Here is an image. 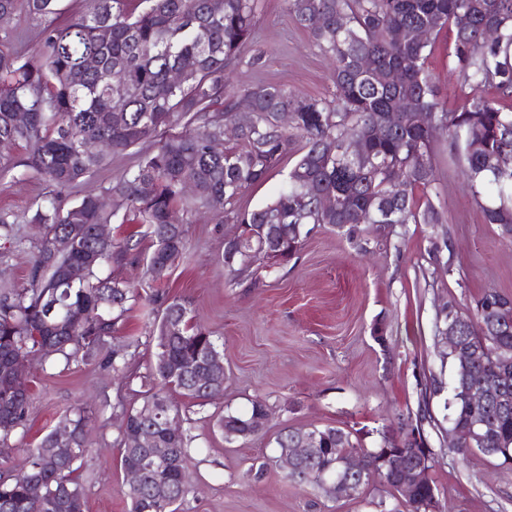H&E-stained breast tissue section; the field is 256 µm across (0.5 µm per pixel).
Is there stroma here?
<instances>
[{
    "mask_svg": "<svg viewBox=\"0 0 512 512\" xmlns=\"http://www.w3.org/2000/svg\"><path fill=\"white\" fill-rule=\"evenodd\" d=\"M44 23L25 13L8 21L9 44L22 59L39 60ZM241 56L232 76L235 86L278 84L312 97L332 92L330 59L297 24L285 0H261L254 37ZM155 148L149 139L113 151L105 167L64 188L26 167L25 144L0 148V162L10 167L0 178V213L12 224L10 236L0 235V280L19 290L27 287L44 234L31 217L43 199L55 195L68 206L103 194ZM438 179L442 224L408 225L405 234L363 251L336 231L318 228L292 259L262 263L253 279L240 282L219 260L233 225L202 211L183 216L186 250L165 278L155 280L146 272L151 248L144 225L131 215L114 220L113 240L136 244L124 263L102 270L136 287V300L109 340L126 351L132 377L116 378L98 359L48 368L30 363L28 421L12 434L8 453L0 455V473L23 470L28 448L80 405L89 418L92 450L81 472L86 512H129L116 416L138 404L149 387L156 340L145 312L150 298L159 295L187 304L194 323L219 344L224 361L219 399L181 403L183 426L194 438L186 512H387L394 500L377 482L355 500H334L320 489L289 482L277 463L274 438L285 426L331 425L373 448L402 422L419 427L435 455L439 512H512V464L478 454L460 461L449 447L444 395L423 397L432 377L446 383L452 377L435 328L443 306L466 312L484 291L512 295V244L485 222L444 154ZM440 242L445 249L439 264L433 246ZM256 399L270 410L265 429L226 442L216 426L218 415L247 414Z\"/></svg>",
    "mask_w": 512,
    "mask_h": 512,
    "instance_id": "1",
    "label": "stroma"
}]
</instances>
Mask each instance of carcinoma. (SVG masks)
I'll use <instances>...</instances> for the list:
<instances>
[{"label":"carcinoma","instance_id":"carcinoma-1","mask_svg":"<svg viewBox=\"0 0 512 512\" xmlns=\"http://www.w3.org/2000/svg\"><path fill=\"white\" fill-rule=\"evenodd\" d=\"M296 22L314 44L332 58L334 98L308 97L281 85L237 89L232 73L242 62L241 48L251 39L260 0H138L137 9L123 0H87L86 9L65 24L50 19L55 0H0V19L20 7L47 18L38 63L0 41V142L28 146L25 165L57 187H66L97 171L114 150L151 138L156 150L107 189L113 208L100 207L98 196L62 206L56 197L37 207L34 224L46 228L30 272V287L0 288V447H9L13 432L26 425L29 393L13 377L22 354L43 364L56 356L88 361L99 355L112 373L127 376L125 355L103 354L115 318L126 311L134 288L125 281L101 279L105 263L120 264L127 243L100 245L95 226L110 224L123 210L147 226L152 251L147 272L163 278L186 250L185 229L171 222L177 207L200 209L219 223L237 224L239 238L224 243V268L236 277L256 273L265 260L286 261L296 255L315 227L329 226L365 249L361 225L381 241L386 228L440 224L432 197L440 195L437 142L448 137V151L458 163L486 223L495 224L512 242V0H285ZM428 26L424 42L400 37L404 30ZM109 29L110 39L101 31ZM494 31L492 40L486 39ZM453 34L452 57L459 77L461 105L450 108L439 98L429 58L437 38ZM97 66L85 68L87 58ZM375 68L363 69L364 58ZM194 68L174 84L169 73L186 60ZM401 72L391 80L392 70ZM120 83L123 93H113ZM249 118L239 125L232 146L216 150L224 124L237 121L241 103ZM293 114L290 124L280 116ZM18 112L26 124L14 123ZM418 112L434 113L437 128L413 121ZM184 125L179 132L178 125ZM302 142L282 190L261 206L236 208L253 185L263 181L288 152ZM362 147L367 163L354 162ZM503 162L497 167L495 163ZM422 190L425 201L416 199ZM331 196L336 205L318 207ZM84 280L71 284L62 270L87 260ZM157 351L150 388L142 403L123 412L116 442L121 469L138 466L136 490L124 489L131 512H181L191 491L188 462L192 437L183 429L173 435L162 427L180 416L179 395L200 402L224 392V383H201L206 358L219 353L209 331L192 321L186 304L157 299ZM71 309L85 313L71 322ZM443 327L457 328L465 351H482L484 360L451 359L453 382L445 401L450 428L472 437L478 448L512 449V297L484 292L471 312L444 306ZM477 388L485 400L478 407L461 400ZM267 405L253 401L246 416L226 413L219 427L228 441L256 434L254 419ZM152 430L155 447L168 449L163 467L149 450L134 446L138 434ZM418 429L385 436L379 446L364 448L352 433L336 426L286 427L275 438L279 454L306 436L316 446L300 459L287 478L312 485L327 496L356 499L374 480L396 495L389 512H413L391 469L392 444L413 446ZM54 432L27 449V467L0 475V512H84L80 478L90 449L75 443L76 455L58 458ZM361 454L373 475L347 479L351 489L324 484L321 473L334 472L340 461ZM42 495H31V483Z\"/></svg>","mask_w":512,"mask_h":512}]
</instances>
